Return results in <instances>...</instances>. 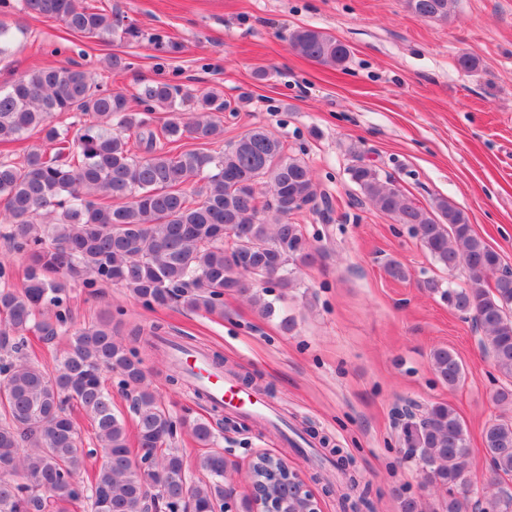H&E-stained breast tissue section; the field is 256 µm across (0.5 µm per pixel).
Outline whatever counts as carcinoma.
<instances>
[{
    "mask_svg": "<svg viewBox=\"0 0 512 512\" xmlns=\"http://www.w3.org/2000/svg\"><path fill=\"white\" fill-rule=\"evenodd\" d=\"M20 8L60 21L67 30L105 41L119 32L141 37L132 24L91 0H18ZM412 13L445 20L454 0H405ZM299 55L333 67L348 61V46L320 30L301 28L289 35ZM137 114L126 96L114 92L78 65L38 67L0 89V145L44 133L52 154L26 148L17 161H0V223L12 225L13 251L28 257L23 285L6 284L0 265V512H68L86 498L91 512H151L153 499L167 512H213L224 505V454L198 457L203 475L190 483L182 455L169 447L182 430L200 445L215 438L207 421L175 417L149 388L142 359L100 320L72 328L67 288L79 282L90 295L103 284L126 288L149 308L180 305L190 311L224 314V292L250 295L264 315L274 312L267 288L252 290L250 268L272 271L278 288L295 286L294 269L315 253L304 228L288 216L311 204L317 185L307 163L285 151L262 127L229 145L221 157L182 149L185 136L210 142L224 135L220 113L224 93H190L179 85L146 82ZM198 112L191 122L174 118L157 135L148 115L158 109ZM57 112H80L89 119L75 134L53 122ZM351 181L380 213L410 227L438 266L465 270L464 280L444 289L435 279L424 288L448 306L472 317L484 332L506 384L494 393L512 404V270L479 237L469 218L445 198L431 208L417 205L404 191L382 182L360 163ZM202 182L188 192L193 179ZM267 187L272 201L259 205ZM275 213L269 223L265 213ZM47 342L70 336V346L53 366L35 362L27 335ZM431 364L448 387L465 378L462 361L445 346L432 350ZM118 376V391L133 397L136 440L142 464H132L129 429L114 410L104 374ZM90 417L102 463L91 488L79 474L86 454L74 413ZM399 440L415 457L430 486L446 492L444 512H469L474 490L466 476L470 453L466 426L449 404L424 406L407 400L397 410ZM482 443L495 474L512 475V420L485 423ZM345 473L342 499L351 508H371L356 475ZM20 474L23 481L4 479Z\"/></svg>",
    "mask_w": 512,
    "mask_h": 512,
    "instance_id": "1",
    "label": "carcinoma"
}]
</instances>
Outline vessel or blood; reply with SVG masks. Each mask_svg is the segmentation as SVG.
<instances>
[{"mask_svg":"<svg viewBox=\"0 0 512 512\" xmlns=\"http://www.w3.org/2000/svg\"><path fill=\"white\" fill-rule=\"evenodd\" d=\"M172 355L185 370L186 375L206 393L210 403L218 409H232L268 418L271 407L250 391L226 380L223 372L212 364L208 356L199 349L180 347Z\"/></svg>","mask_w":512,"mask_h":512,"instance_id":"vessel-or-blood-1","label":"vessel or blood"}]
</instances>
